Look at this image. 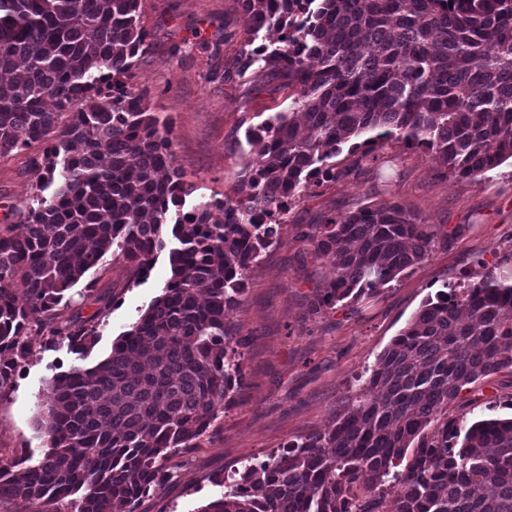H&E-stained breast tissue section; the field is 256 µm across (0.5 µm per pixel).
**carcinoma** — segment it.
Masks as SVG:
<instances>
[{
  "label": "carcinoma",
  "mask_w": 512,
  "mask_h": 512,
  "mask_svg": "<svg viewBox=\"0 0 512 512\" xmlns=\"http://www.w3.org/2000/svg\"><path fill=\"white\" fill-rule=\"evenodd\" d=\"M245 53L283 79L292 107L248 134L255 158L235 197L172 214L186 194L171 121L128 82L149 50L140 0H0V155L45 145L25 231L0 227V396L31 355L27 328L52 323L106 254L132 277L161 254L170 277L92 367L53 376L36 463L0 461V500L36 512H134L172 478L242 385L243 345L226 322L247 275L278 243L292 200L338 177L342 145L423 146L448 173L487 176L512 160V0H238ZM335 273L316 312L378 293L426 259L437 233L383 201L329 214L304 233ZM102 311L50 335L83 351ZM512 372V268L428 298L377 358L357 399L323 429L259 465L216 476L198 512H512V417L448 418L468 385Z\"/></svg>",
  "instance_id": "carcinoma-1"
}]
</instances>
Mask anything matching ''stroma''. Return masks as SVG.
Wrapping results in <instances>:
<instances>
[{
	"mask_svg": "<svg viewBox=\"0 0 512 512\" xmlns=\"http://www.w3.org/2000/svg\"><path fill=\"white\" fill-rule=\"evenodd\" d=\"M148 53L132 70L147 105L172 122L176 163L190 193L185 210L202 200L233 195L253 158L248 133L291 106L281 82L259 66H244L249 20L238 0H141ZM43 144L0 156V225L17 224L35 194L33 167ZM372 164L353 166L350 152L336 156L338 179L298 197L280 241L249 272L238 309L227 320L246 339L243 383L196 447L167 462L175 473L162 491L141 499L135 512H198L222 487L213 476L259 464L288 441L324 428L360 390L359 376L406 327L427 297L444 283L459 284L485 269L512 266V162L481 180L447 175L423 147L390 141ZM388 200L418 214L437 230L435 246L389 288L360 302L314 312V292L333 271L301 234L305 224ZM170 275L167 256L140 283L122 261L105 256L73 287L62 318L91 315L105 300L93 347L78 352L28 329L31 357L12 389L0 396V460L40 459L47 450L36 420L50 379L88 368L106 356L161 292ZM466 420L512 416V373L469 385L448 406Z\"/></svg>",
	"mask_w": 512,
	"mask_h": 512,
	"instance_id": "stroma-1",
	"label": "stroma"
}]
</instances>
